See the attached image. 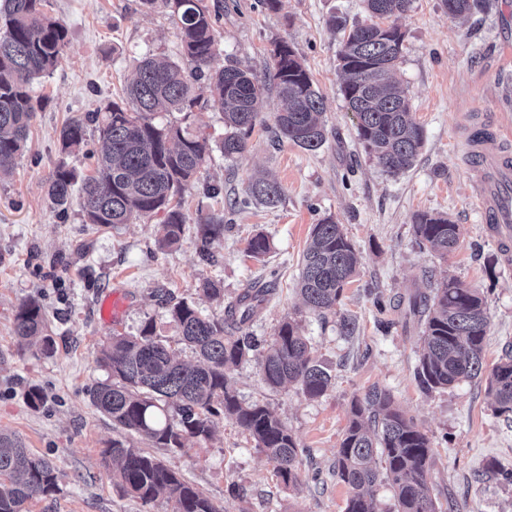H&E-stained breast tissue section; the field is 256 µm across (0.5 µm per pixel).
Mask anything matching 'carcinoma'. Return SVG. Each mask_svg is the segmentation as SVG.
Segmentation results:
<instances>
[{
  "label": "carcinoma",
  "instance_id": "obj_1",
  "mask_svg": "<svg viewBox=\"0 0 512 512\" xmlns=\"http://www.w3.org/2000/svg\"><path fill=\"white\" fill-rule=\"evenodd\" d=\"M46 0H0V173L10 170L25 147L30 123L45 100L33 93V81L49 74L67 44V31L44 11ZM412 0H364L369 21L347 26L339 16L331 25L342 33L338 66L342 93L355 113L358 139L386 172L410 169L423 147V131L415 122L406 91L392 79L403 54L404 33L381 23L406 12ZM148 10L169 12L181 38L183 57L194 73L206 78L214 103L224 112V139L216 147L226 157L242 153L246 137L266 106V84L231 61L214 66L215 14L207 0H141ZM448 15H466L478 0H442ZM269 83L278 100L274 135L307 150L326 140L321 115L323 96L307 69L286 42L275 45ZM193 85L176 62L141 58L135 79L121 102H113L60 131L62 151L84 143L87 126L98 124L104 139L95 174L83 179L78 206L85 222L98 226L129 224L164 212L162 249L177 245L184 217L173 200L196 180L212 148L209 139L175 125L153 123L158 112H183L196 98ZM75 171L58 166L47 184L50 201L63 209L71 204ZM248 197L274 206L282 188L274 178L248 183ZM417 237L430 251L445 257L461 235L460 225L440 213L414 216ZM199 254L218 262L212 244L224 237V218L209 217L199 225ZM270 241L257 233L248 252L262 258ZM358 256L342 225L328 217L313 225L303 252L299 292L319 316L336 313L345 287L357 273ZM273 289L247 288L224 307L220 319L202 316L186 301L170 308L179 341L197 355V363L176 358L145 323L136 336L116 335L99 350L97 362L109 373L94 396L96 409L116 425L161 448L180 449L188 438L208 439L222 416L247 431L256 447L274 464L282 481L296 480L304 449L288 427L267 407L244 405L229 373L259 353L261 374L271 388L296 386L314 399L331 386V375L312 354L295 320H284L273 339L260 344L248 327L259 316ZM422 328V353L415 376L426 391L472 381L483 372L488 315L483 295L454 277L409 300ZM45 314L35 300L18 307L13 332L22 339L41 337V351L53 350L45 334ZM495 411L512 413V355L504 356L488 378ZM105 456L118 464L114 477L129 494L148 504L163 493L173 512H220L201 491L181 479L156 457L120 441ZM430 438L394 406L379 388L351 401L350 416L336 451V479L348 488L344 512H378L374 488L389 484L395 512H443L432 493L428 473ZM59 490L56 466L25 448L14 434L0 433V512H22L34 498Z\"/></svg>",
  "mask_w": 512,
  "mask_h": 512
}]
</instances>
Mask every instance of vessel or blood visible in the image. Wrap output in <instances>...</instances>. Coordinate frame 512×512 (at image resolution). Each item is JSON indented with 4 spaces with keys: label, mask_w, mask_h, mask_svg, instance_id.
I'll use <instances>...</instances> for the list:
<instances>
[{
    "label": "vessel or blood",
    "mask_w": 512,
    "mask_h": 512,
    "mask_svg": "<svg viewBox=\"0 0 512 512\" xmlns=\"http://www.w3.org/2000/svg\"><path fill=\"white\" fill-rule=\"evenodd\" d=\"M475 158L482 221L502 243L512 242V135L496 130L470 144ZM122 292H113L100 305L103 323L118 322L126 308Z\"/></svg>",
    "instance_id": "b4317fda"
}]
</instances>
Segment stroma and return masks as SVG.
<instances>
[{
    "label": "stroma",
    "mask_w": 512,
    "mask_h": 512,
    "mask_svg": "<svg viewBox=\"0 0 512 512\" xmlns=\"http://www.w3.org/2000/svg\"><path fill=\"white\" fill-rule=\"evenodd\" d=\"M208 2L217 15L220 55L259 79L273 67L276 42L294 48L324 97L326 141L315 151L291 142L273 146L277 98L268 90L245 151L231 158L212 152L183 192L179 246L159 248L160 213L132 224L85 223L78 204L64 210L50 202L47 183L62 163L78 177L92 175L103 140L89 128L84 145L67 154L62 127L119 100L142 56L181 61V44L168 14L143 8L140 0H49L46 11L66 27L68 44L57 69L34 82L46 107L13 170L0 177V431L16 434L60 473L58 493L26 502L23 512H172L165 496L145 504L116 484L103 455L116 440L163 460L224 512H344L348 489L331 474L336 450L352 399L375 386L389 391L431 438L430 481L441 502L457 512H512V486L492 470L496 464L512 468V414L495 413L485 376L431 392L419 386V330L407 304L409 296L427 290L429 279L456 277L486 301L485 375L512 352V262L481 222L467 142L471 126L496 122L512 131V0H482L461 18L448 16L441 0H413L396 18L405 34L396 77L424 132L414 166L397 175L384 172L361 144L341 91L342 35L329 21L336 15L366 22L363 0H281L275 11L266 0ZM194 87L198 100L191 112H163L154 121L181 123L218 142L224 115L203 82ZM262 175L283 188L277 206L245 199L249 181ZM423 211L460 225L459 245L448 256L419 245L413 217ZM215 215L224 218V237L213 245L219 262L210 266L199 259L198 226ZM327 217L343 225L360 266L336 314L322 319L303 306L298 282L310 230ZM259 232L271 250L256 259L247 244ZM201 278L223 288V300L197 294ZM257 281L274 283L275 292L250 332L268 340L284 319H296L332 376L328 391L311 399L294 386L269 388L254 356L230 374L241 402L268 407L307 449L288 486L231 420L218 419L211 438H190L172 450L128 435L92 404L108 376L96 356L112 336L138 334L149 321L180 359L194 362L178 341L170 306L186 300L219 318L226 301ZM116 288L127 293L128 307L119 322L106 326L99 321L100 302ZM30 299L45 311L55 341L51 354L13 334L16 311ZM343 317L355 322L354 335L341 334ZM33 386L44 394L37 409L26 400ZM234 484L243 487L244 498L230 496Z\"/></svg>",
    "instance_id": "35a3bbf8"
}]
</instances>
